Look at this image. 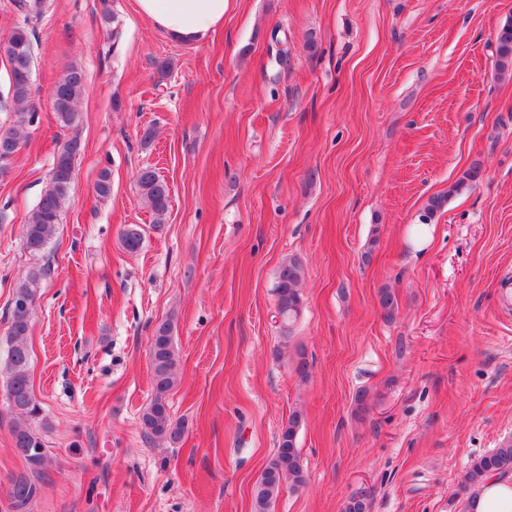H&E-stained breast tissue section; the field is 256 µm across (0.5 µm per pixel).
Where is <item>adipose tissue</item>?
Returning <instances> with one entry per match:
<instances>
[{
	"label": "adipose tissue",
	"instance_id": "adipose-tissue-1",
	"mask_svg": "<svg viewBox=\"0 0 512 512\" xmlns=\"http://www.w3.org/2000/svg\"><path fill=\"white\" fill-rule=\"evenodd\" d=\"M226 0H136L138 12L171 39L202 43L224 22ZM468 512H512V473L489 476Z\"/></svg>",
	"mask_w": 512,
	"mask_h": 512
}]
</instances>
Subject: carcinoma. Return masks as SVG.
Returning <instances> with one entry per match:
<instances>
[{"label": "carcinoma", "mask_w": 512, "mask_h": 512, "mask_svg": "<svg viewBox=\"0 0 512 512\" xmlns=\"http://www.w3.org/2000/svg\"><path fill=\"white\" fill-rule=\"evenodd\" d=\"M46 0H14L23 22L15 25L9 35L0 39V57L6 58L10 67L9 95L10 112L14 120L7 127L0 126V160L11 158L20 148L24 129L33 123L36 107L32 102L33 51L30 24L43 13ZM497 70L502 76L512 77V21L506 23L496 38ZM87 86L82 69L72 66L58 78L52 89V108L56 121L62 129L78 126L81 116L77 105L85 96ZM82 150L78 137L65 139L59 146L49 182L40 200L23 229L24 249L33 257L44 254L60 224L62 211L74 190V162ZM477 170L467 172L448 187V195L434 196L425 208L426 217L431 218L446 201L476 179ZM137 185L154 215V223L165 222L170 203L166 182L152 172L137 173ZM97 196L111 194L112 176L109 169L100 171L94 186ZM143 243V228L139 224H128L121 233V245L128 252H136ZM47 272L44 266L32 267L16 289L12 302L9 325L10 346L6 366V391L10 406L23 416L36 419L41 413V404L35 397L31 377V354L27 336L31 328V314L36 289ZM304 265L300 258L292 256L284 260L276 275L274 294L276 314L279 317L281 345L291 338L292 325L304 307ZM174 325L170 321L158 324L150 336V360L153 371V398L140 416L143 434L157 442L177 443L181 440L185 426L173 420L166 397L176 383L178 355L174 345ZM303 421L301 411H294L281 428L277 448L257 478L253 492L252 512H273L284 487L295 490L304 486L307 472L299 449L296 447V430ZM18 455L25 462V470L9 480V497L13 512H30L39 493V478L44 472L47 456L43 438L27 425L13 431ZM512 472V441L505 440L497 448L475 458L464 471L460 493L469 499L491 473Z\"/></svg>", "instance_id": "1"}]
</instances>
